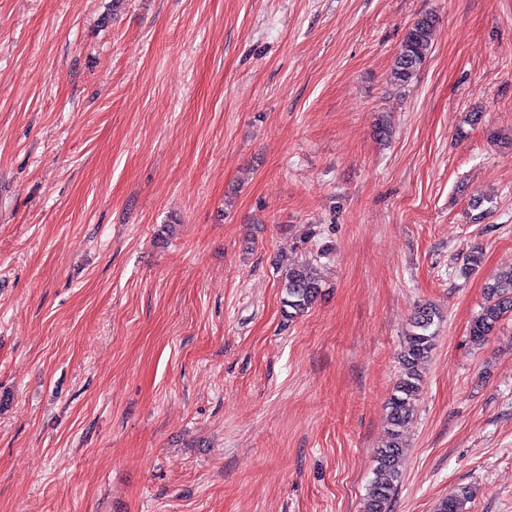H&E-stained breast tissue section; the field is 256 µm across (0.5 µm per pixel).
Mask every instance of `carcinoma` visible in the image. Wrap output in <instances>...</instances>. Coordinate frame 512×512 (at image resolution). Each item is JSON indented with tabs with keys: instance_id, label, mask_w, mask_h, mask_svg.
<instances>
[{
	"instance_id": "cac0c4a2",
	"label": "carcinoma",
	"mask_w": 512,
	"mask_h": 512,
	"mask_svg": "<svg viewBox=\"0 0 512 512\" xmlns=\"http://www.w3.org/2000/svg\"><path fill=\"white\" fill-rule=\"evenodd\" d=\"M439 19L426 12L412 23L405 33L391 68L392 84L402 87L411 82L424 65L437 36ZM317 268L295 265L285 275L283 289L286 294L288 318L303 315L312 306L320 292ZM512 315V271L492 278L487 284L486 299L470 324L471 341L482 345L493 335L500 323ZM440 312L430 305L420 307L411 322L400 353L401 373L388 401V437L385 446L378 449L374 477L364 499V512H390L398 492L402 472L400 460L404 443L402 432L410 418L412 400L422 389L423 369L435 348V320ZM470 491L460 488L443 498L435 512H464Z\"/></svg>"
}]
</instances>
